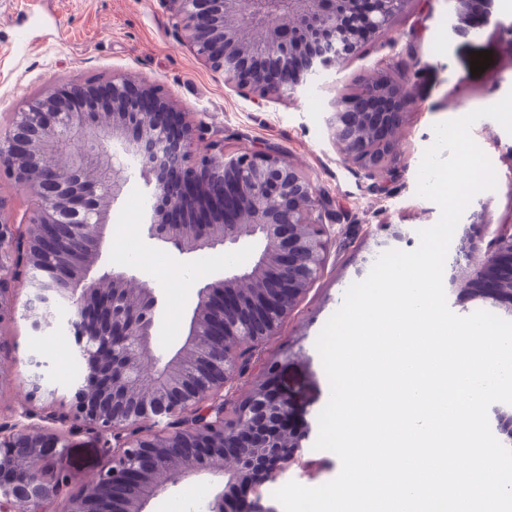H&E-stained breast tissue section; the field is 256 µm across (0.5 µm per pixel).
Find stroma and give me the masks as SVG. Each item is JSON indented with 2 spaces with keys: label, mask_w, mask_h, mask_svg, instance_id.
I'll use <instances>...</instances> for the list:
<instances>
[{
  "label": "stroma",
  "mask_w": 512,
  "mask_h": 512,
  "mask_svg": "<svg viewBox=\"0 0 512 512\" xmlns=\"http://www.w3.org/2000/svg\"><path fill=\"white\" fill-rule=\"evenodd\" d=\"M487 23L474 28L468 14L448 0H408L388 33L364 43L358 53L335 70L300 87L296 101L275 97L255 103L213 73L183 46L168 27L160 0H0V129L25 95L45 91L78 76L97 81L125 75L159 81L182 111L201 114L208 139L224 144L226 153L274 148L310 176L337 215L329 226L325 268L282 324L277 335L264 339L247 371L235 384L244 399L271 362L278 379L290 388L309 435L295 462L260 486L262 501L283 512L273 496L290 481L316 487L340 472L339 458L318 450V415L329 399V384L315 341L329 317L340 307L350 284L364 280L381 256L375 247L381 222L428 228L440 218L432 200L417 196V175L425 150L432 145L433 126L493 105L512 91V0H486ZM492 59L484 72L471 73L481 51ZM384 69L410 79L416 106L399 131L393 178L385 190H371L363 173L343 165L328 138L325 111L337 93L354 88L359 79ZM471 136L489 157L497 177L495 190L476 195L461 221L478 219L487 239L512 233V135L495 120L483 118ZM258 246L243 242L183 254L140 232L134 255H124L107 238L98 268L126 269L147 281L157 297L152 340L161 360L183 346L197 301V291L223 278L225 272L248 266ZM12 344L4 363L23 378L31 360L53 386L71 373L74 338L65 330L49 335L34 332L24 317L7 330ZM70 475L53 508L62 512L70 493L104 468L107 458L92 432L68 439L57 458ZM210 476L168 486L148 512H209Z\"/></svg>",
  "instance_id": "obj_1"
}]
</instances>
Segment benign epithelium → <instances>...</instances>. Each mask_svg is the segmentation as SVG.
<instances>
[{
  "label": "benign epithelium",
  "instance_id": "7a95c632",
  "mask_svg": "<svg viewBox=\"0 0 512 512\" xmlns=\"http://www.w3.org/2000/svg\"><path fill=\"white\" fill-rule=\"evenodd\" d=\"M180 42L251 100L290 97L307 75L328 70L361 47L352 32L382 36L408 0H161ZM416 104L408 79L384 72L357 91L329 101L326 126L340 160L368 178L392 171L395 133ZM206 122L176 108L156 81L72 78L25 97L0 132V172L32 201L27 220L14 222L11 199L0 194V329L15 317L17 291L42 324L52 299L73 312L75 345L85 378L50 386L40 372L18 386L0 366V393L31 415L40 404L68 409L67 432L22 424L0 434V512H48L67 473L56 466L67 436L94 432L108 464L72 493L63 512H147L170 484L208 474L224 478L210 512H226L233 492L248 512H273L253 485L287 460L279 423L295 414L292 396L273 395L260 380L230 406L224 390L246 369L252 347L273 336L325 267L334 216L312 179L274 149L224 153V143L200 153ZM132 155L152 199L151 239L181 253L254 239L253 264L199 289L188 336L159 366L151 349L157 298L146 281L112 270V295L88 274L98 261L108 211L98 199H117L128 182ZM61 211L81 216L62 224ZM479 222L463 225L448 282L453 289L496 292L512 312V234L480 249ZM82 245L73 260L38 279L46 252L68 250L73 229Z\"/></svg>",
  "mask_w": 512,
  "mask_h": 512
}]
</instances>
